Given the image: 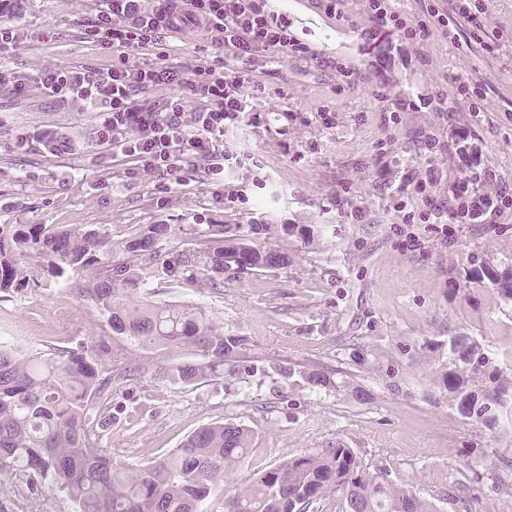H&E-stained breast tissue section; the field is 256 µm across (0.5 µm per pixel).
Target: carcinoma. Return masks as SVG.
I'll use <instances>...</instances> for the list:
<instances>
[{
  "mask_svg": "<svg viewBox=\"0 0 512 512\" xmlns=\"http://www.w3.org/2000/svg\"><path fill=\"white\" fill-rule=\"evenodd\" d=\"M267 228L249 224L229 234L209 224L204 240L191 232L170 253L163 247L168 224H137L121 240L105 224H0V293L51 278L94 305L112 330L110 342L92 339L48 358L0 344V475L20 472L50 485L76 512H203L213 487L248 453L253 431L233 422L209 425L147 465L117 464L99 446L114 417L112 379L128 390L159 375L185 385L224 378V365L245 355L247 339L197 307L150 301L145 290L161 279L186 289L200 274L287 267L288 252L260 242ZM32 257L40 264L28 266ZM467 276L489 280L512 307V266L483 261ZM144 347L185 357L161 364L131 357ZM294 375L314 391L335 386L319 366L288 369ZM435 381L460 417L488 429L512 423V368L496 364L468 333L448 337ZM326 496L339 498L341 512H440L343 444L258 471L224 505L231 512H303Z\"/></svg>",
  "mask_w": 512,
  "mask_h": 512,
  "instance_id": "obj_1",
  "label": "carcinoma"
}]
</instances>
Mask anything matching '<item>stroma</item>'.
Listing matches in <instances>:
<instances>
[{"instance_id": "stroma-1", "label": "stroma", "mask_w": 512, "mask_h": 512, "mask_svg": "<svg viewBox=\"0 0 512 512\" xmlns=\"http://www.w3.org/2000/svg\"><path fill=\"white\" fill-rule=\"evenodd\" d=\"M268 5L294 17L293 34L316 55L253 63L265 91L253 96L246 120L224 133L225 150L252 159L224 173L225 185L245 191L242 204L215 199L203 161L163 195L154 193L150 176L128 178L130 159L96 141L99 109L37 89L44 69H111V51L85 35L99 0H18L8 67L27 87L21 93L0 87V224H105L117 240L137 224H168L171 249L189 228L269 225L266 243L289 251L288 267L231 270L223 283L204 279L182 294L159 282L151 298L200 307L248 338L257 365H324L335 382L318 393L273 373L194 387L150 379L133 390L117 385L112 393L120 411L101 445L117 462L144 465L203 426H248L255 433L250 452L211 494L205 512H222L225 493L258 470L339 443L421 498L439 501L454 479L466 485L472 512H512V473L500 465L512 454V425L491 431L459 418L434 380L437 344L461 330L483 341L492 358L512 362V309L496 287L465 275L471 257L496 265L512 259V211L490 226L461 225L445 246L431 225L416 224L419 246L404 247L397 232L403 215L388 184L398 182L407 160H423L421 129L465 126L471 115L460 101L449 114L405 112L400 124L383 123L391 97L406 90L446 92L458 76L487 80L493 90L477 131L488 161L512 177V49L491 56L438 35L420 46L398 45L389 35L366 46L319 0ZM164 50L186 68L214 53L205 26L192 24L167 39ZM347 61L361 77L340 93L334 65ZM323 109L334 112L333 128L317 122ZM51 132L70 145L45 150L42 137ZM351 207L362 208L363 223H347ZM287 224L319 231V245L285 234ZM106 333L100 311L64 284L0 294V340L20 354H53ZM358 385L371 401L352 397ZM0 512H74V506L58 490L33 489L7 474L0 475Z\"/></svg>"}]
</instances>
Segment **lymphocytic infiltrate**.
<instances>
[{
    "label": "lymphocytic infiltrate",
    "instance_id": "lymphocytic-infiltrate-1",
    "mask_svg": "<svg viewBox=\"0 0 512 512\" xmlns=\"http://www.w3.org/2000/svg\"><path fill=\"white\" fill-rule=\"evenodd\" d=\"M364 9L369 23L357 27L356 33L366 44L383 31L413 45L438 34L457 47L492 54L508 40L503 32L487 26L484 0H419L412 14L393 8L391 0H365ZM186 23L204 25L218 55L190 71L166 62L128 65L130 53L161 45ZM291 27L287 14L268 10L266 0H161L152 8L145 0H102L86 36L117 54L118 63L104 72L45 70L38 87L51 97L103 108L95 131L97 142L134 161L130 176L153 173L157 193H170L178 173L199 161L208 162L210 178L220 187L225 166L242 162L239 155L225 153L224 131L239 125L248 112L246 90L254 85V59L314 54ZM228 58L239 65L231 77L224 74ZM162 86L174 92L163 109L136 104V92ZM489 91L486 82L467 78L455 80L449 94L406 93L392 100L385 120L395 125L404 112H449L457 100L467 102L469 112L477 117ZM189 99L196 102V111H186ZM420 139L425 159L403 165L393 193L405 223L436 225L449 239L455 225L491 224L512 210V186L485 158L474 126L452 124L439 134L424 130ZM449 152L458 167L452 178L438 162Z\"/></svg>",
    "mask_w": 512,
    "mask_h": 512
}]
</instances>
